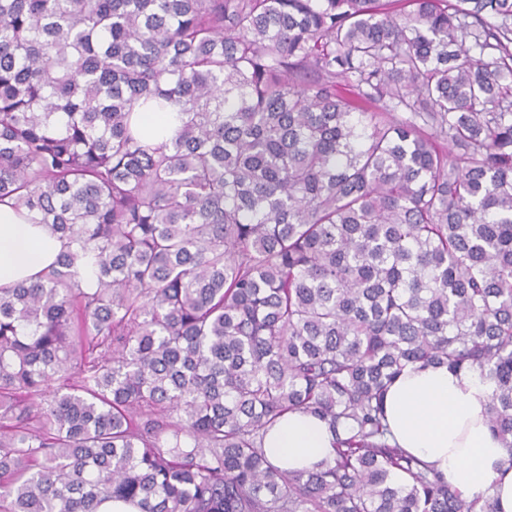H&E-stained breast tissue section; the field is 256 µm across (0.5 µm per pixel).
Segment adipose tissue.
Segmentation results:
<instances>
[{"instance_id": "1", "label": "adipose tissue", "mask_w": 512, "mask_h": 512, "mask_svg": "<svg viewBox=\"0 0 512 512\" xmlns=\"http://www.w3.org/2000/svg\"><path fill=\"white\" fill-rule=\"evenodd\" d=\"M65 247L45 225L0 204V286L36 280ZM490 390L470 370L411 366L386 394V420L391 443L435 465L465 493L490 491L499 512H512V470L486 424ZM333 443L323 421L294 411L267 432L263 446L274 465L293 471L329 461Z\"/></svg>"}]
</instances>
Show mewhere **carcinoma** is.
<instances>
[{"mask_svg": "<svg viewBox=\"0 0 512 512\" xmlns=\"http://www.w3.org/2000/svg\"><path fill=\"white\" fill-rule=\"evenodd\" d=\"M399 2L0 0V203L68 242L0 288V512H497L384 399L479 373L512 469V0ZM135 117L146 131L156 130L157 141L170 138L178 126L176 112L162 110L155 102H150L148 107L139 109ZM334 435L318 418L290 412L266 434L263 446L269 460L284 470H302L332 457Z\"/></svg>", "mask_w": 512, "mask_h": 512, "instance_id": "1", "label": "carcinoma"}]
</instances>
